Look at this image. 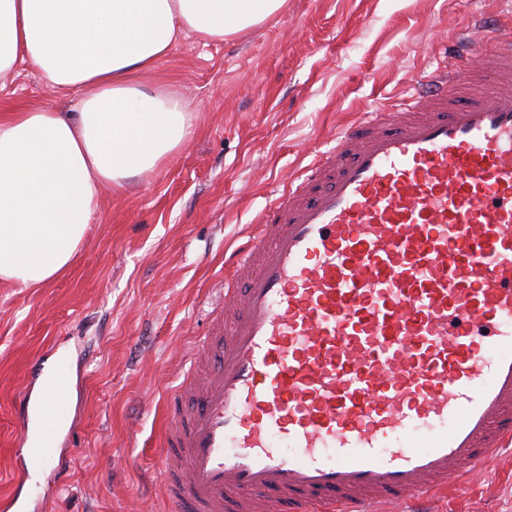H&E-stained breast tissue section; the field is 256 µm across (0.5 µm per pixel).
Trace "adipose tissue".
Wrapping results in <instances>:
<instances>
[{"instance_id":"1","label":"adipose tissue","mask_w":512,"mask_h":512,"mask_svg":"<svg viewBox=\"0 0 512 512\" xmlns=\"http://www.w3.org/2000/svg\"><path fill=\"white\" fill-rule=\"evenodd\" d=\"M285 0H0V74L34 68L79 92L75 112L0 114V282L37 288L68 268L103 186L152 173L191 117L140 81L191 32L220 40L262 24Z\"/></svg>"}]
</instances>
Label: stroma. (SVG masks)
Returning <instances> with one entry per match:
<instances>
[{
  "instance_id": "35a3bbf8",
  "label": "stroma",
  "mask_w": 512,
  "mask_h": 512,
  "mask_svg": "<svg viewBox=\"0 0 512 512\" xmlns=\"http://www.w3.org/2000/svg\"><path fill=\"white\" fill-rule=\"evenodd\" d=\"M512 26V0H287L224 41L188 33L149 74L177 96L191 136L150 175L101 191L72 265L40 288L0 285V496L42 497L44 512H173L160 484L165 399L209 336L227 287L224 255L269 200L361 112L401 98L448 62L475 15ZM31 67L0 75V113L74 111ZM70 365L65 409L41 406L55 467L17 479L16 400L34 363ZM434 512H512V448L481 465Z\"/></svg>"
}]
</instances>
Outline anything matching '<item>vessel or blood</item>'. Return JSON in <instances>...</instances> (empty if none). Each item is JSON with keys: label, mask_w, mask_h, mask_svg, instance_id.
Here are the masks:
<instances>
[{"label": "vessel or blood", "mask_w": 512, "mask_h": 512, "mask_svg": "<svg viewBox=\"0 0 512 512\" xmlns=\"http://www.w3.org/2000/svg\"><path fill=\"white\" fill-rule=\"evenodd\" d=\"M338 132L229 262L168 395L178 512H397L512 445V32ZM23 477L56 450L16 405Z\"/></svg>", "instance_id": "b4317fda"}]
</instances>
